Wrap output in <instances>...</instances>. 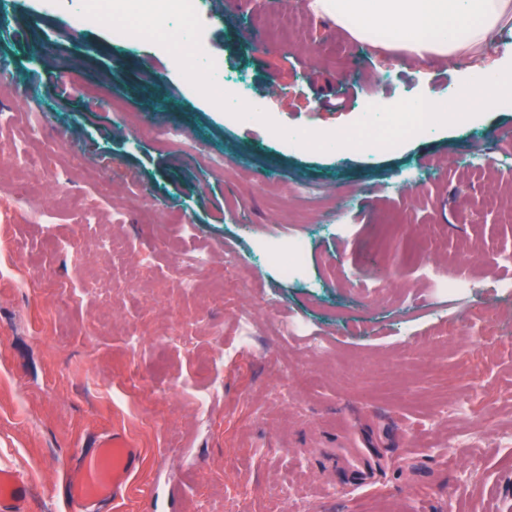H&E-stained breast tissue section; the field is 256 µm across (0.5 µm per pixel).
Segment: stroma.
Segmentation results:
<instances>
[{
    "mask_svg": "<svg viewBox=\"0 0 512 512\" xmlns=\"http://www.w3.org/2000/svg\"><path fill=\"white\" fill-rule=\"evenodd\" d=\"M58 2L20 0L0 32V466L30 512H74L68 476L112 431L145 456L115 512H512V103L393 150L292 149ZM208 2V56L287 129L459 79L300 0ZM106 70L113 104L91 105ZM19 148L40 173L7 163ZM285 238L307 242L305 281L258 261Z\"/></svg>",
    "mask_w": 512,
    "mask_h": 512,
    "instance_id": "1",
    "label": "stroma"
}]
</instances>
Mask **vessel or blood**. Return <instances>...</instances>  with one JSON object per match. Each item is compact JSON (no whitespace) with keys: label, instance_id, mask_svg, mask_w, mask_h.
Returning <instances> with one entry per match:
<instances>
[{"label":"vessel or blood","instance_id":"1","mask_svg":"<svg viewBox=\"0 0 512 512\" xmlns=\"http://www.w3.org/2000/svg\"><path fill=\"white\" fill-rule=\"evenodd\" d=\"M141 449L127 438L112 432L95 437L84 448L67 484V494L78 512H101L115 504L142 462ZM31 487L9 467H0V512H26Z\"/></svg>","mask_w":512,"mask_h":512}]
</instances>
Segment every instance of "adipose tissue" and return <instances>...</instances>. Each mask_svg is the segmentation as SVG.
Returning <instances> with one entry per match:
<instances>
[{
	"mask_svg": "<svg viewBox=\"0 0 512 512\" xmlns=\"http://www.w3.org/2000/svg\"><path fill=\"white\" fill-rule=\"evenodd\" d=\"M308 6L355 39L421 60L461 59L468 64L464 84L485 78L512 99V57L490 69L480 64L484 47L512 30V0H309Z\"/></svg>",
	"mask_w": 512,
	"mask_h": 512,
	"instance_id": "obj_1",
	"label": "adipose tissue"
}]
</instances>
